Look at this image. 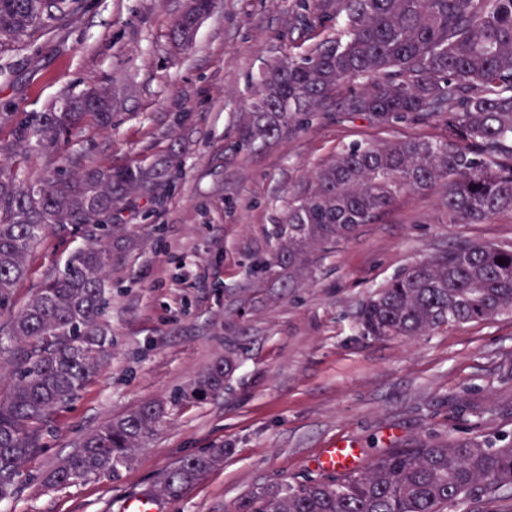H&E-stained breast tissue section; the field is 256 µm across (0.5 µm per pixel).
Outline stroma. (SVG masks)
<instances>
[{"mask_svg":"<svg viewBox=\"0 0 512 512\" xmlns=\"http://www.w3.org/2000/svg\"><path fill=\"white\" fill-rule=\"evenodd\" d=\"M188 2L82 0L64 30L34 32L0 55V113L13 122L93 83L124 91L111 125L88 124L62 140L66 173L177 152L171 179L122 215L133 245L111 273L112 356L50 417L41 451L0 512H122L180 460L218 445L227 449L223 466L160 497L161 512H235L259 488L323 477L317 460L340 441L354 445L363 469L425 440L512 433V314L381 340L358 323L368 294L419 260L465 240L512 247V216L449 223L438 184L400 196L376 223L319 255L298 288L253 271L277 248L276 225L324 161L357 140L439 138L443 116L381 129L330 100L298 130L246 146L240 124L258 75L334 36L336 24L308 27L299 0H220L192 45L178 49L170 24ZM91 235L88 227L48 233L28 258L15 308ZM225 356L235 370L223 393L173 407L117 476L43 486L88 433L188 389Z\"/></svg>","mask_w":512,"mask_h":512,"instance_id":"1","label":"stroma"}]
</instances>
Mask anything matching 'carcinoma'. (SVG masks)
I'll list each match as a JSON object with an SVG mask.
<instances>
[{
	"label": "carcinoma",
	"mask_w": 512,
	"mask_h": 512,
	"mask_svg": "<svg viewBox=\"0 0 512 512\" xmlns=\"http://www.w3.org/2000/svg\"><path fill=\"white\" fill-rule=\"evenodd\" d=\"M79 0H0V52L78 11ZM218 0H190L171 22L179 46L192 43L197 19ZM310 26L338 19L341 30L297 56L284 55L261 76L243 131L248 145L265 143L300 125L345 83L361 89L343 112L377 124L445 117V135L397 141H356L336 152L293 199L276 231L280 246L260 273L287 271L283 285L305 279L312 252L373 224L394 201L441 183L450 224H485L512 215V0H301ZM112 117L110 92L95 86L48 112L16 123L0 152L25 160L52 153L86 119ZM171 162L149 166L87 165L20 181L0 169V310L12 306L28 275V256L49 230L68 233L92 224L104 230L46 274L14 315L9 333L20 347L8 392L0 396V499L15 490L23 463L40 450L51 414L85 388L112 350L105 316L107 278L115 252L130 237L125 206L169 179ZM503 264H498V260ZM512 312V248L463 241L422 259L376 289L359 310L374 338L413 337ZM234 371L216 360L191 384L202 401L224 391ZM170 419L168 403L146 401L88 435L78 452L43 484L64 487L116 473ZM224 463V447L179 461L159 492L177 496ZM512 490V436L422 441L393 450L365 470L332 479L257 490L237 512H450L476 495Z\"/></svg>",
	"instance_id": "1"
}]
</instances>
